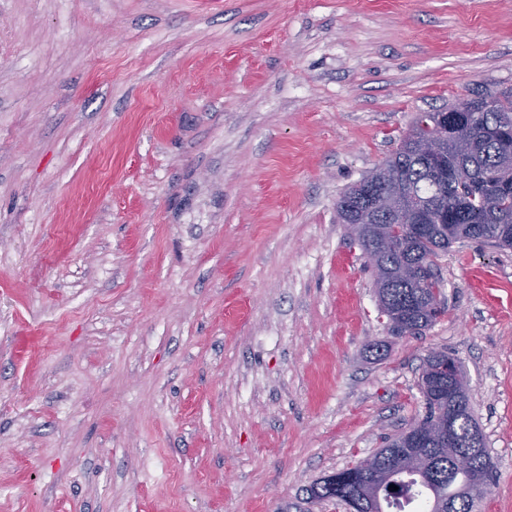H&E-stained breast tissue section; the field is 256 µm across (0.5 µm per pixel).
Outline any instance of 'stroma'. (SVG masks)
<instances>
[{
  "mask_svg": "<svg viewBox=\"0 0 512 512\" xmlns=\"http://www.w3.org/2000/svg\"><path fill=\"white\" fill-rule=\"evenodd\" d=\"M510 91L512 0H0V512H277L423 415L434 349L512 512V249L453 244L396 335L336 212Z\"/></svg>",
  "mask_w": 512,
  "mask_h": 512,
  "instance_id": "obj_1",
  "label": "stroma"
}]
</instances>
